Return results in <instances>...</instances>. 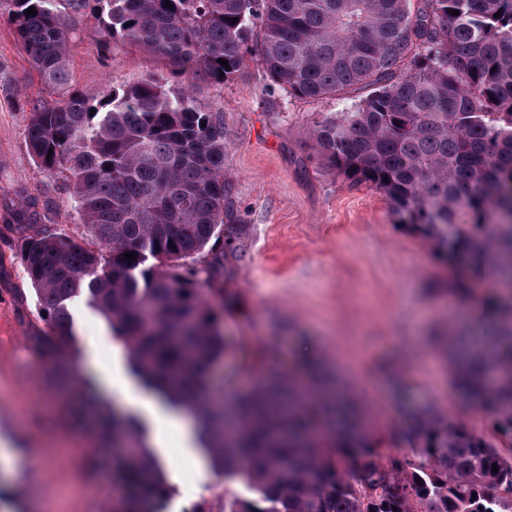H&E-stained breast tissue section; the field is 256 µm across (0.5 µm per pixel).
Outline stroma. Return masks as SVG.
<instances>
[{
  "label": "stroma",
  "mask_w": 512,
  "mask_h": 512,
  "mask_svg": "<svg viewBox=\"0 0 512 512\" xmlns=\"http://www.w3.org/2000/svg\"><path fill=\"white\" fill-rule=\"evenodd\" d=\"M86 19L72 46L76 89L121 87L147 78L179 85L155 57L119 47L98 50ZM204 110L224 119V178L231 187V224L224 227V272L209 298L225 306L227 349L212 374L214 389L244 390L261 370L249 352L266 351L283 377L301 384L322 364L350 399L366 434L386 441L385 453L411 456L399 436L397 387L409 404L433 405L475 434L491 438L488 418L453 392L437 336L479 334L489 282L469 279L470 292L449 293V267L429 243L396 222L386 199L329 168L312 148L315 126L350 103L299 99L271 87L254 56L224 84L194 80ZM31 69L8 24L0 22V512H91L113 508L123 495L98 492V452L112 433L78 390L83 354L98 347L104 362L127 368L125 351L85 298L71 304L69 352L50 355L52 329L41 318L17 249L10 212L21 201L49 207L54 226L75 236L79 218L61 179L39 171L26 144L29 114L21 105L54 99ZM42 448L66 461L51 477L52 494L26 481ZM165 473L181 492L165 512H193L224 485L203 457L184 456L176 433L166 437Z\"/></svg>",
  "instance_id": "35a3bbf8"
}]
</instances>
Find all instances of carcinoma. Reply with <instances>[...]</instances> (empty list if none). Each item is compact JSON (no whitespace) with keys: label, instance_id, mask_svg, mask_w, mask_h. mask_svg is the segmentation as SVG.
<instances>
[{"label":"carcinoma","instance_id":"obj_1","mask_svg":"<svg viewBox=\"0 0 512 512\" xmlns=\"http://www.w3.org/2000/svg\"><path fill=\"white\" fill-rule=\"evenodd\" d=\"M164 2L0 0L40 82L60 92L31 106L28 149L42 173L62 179L81 220L75 240L29 204L14 210L55 350L69 349L70 302L86 295L143 384L202 419L198 441L224 477V512H512V454L435 408L402 423L413 455L384 463L381 442L357 427H331L330 450L311 441L315 390L280 379L271 358L231 403L210 392L225 351L224 310L207 289L224 266L223 117L198 107L189 87L156 79L70 89L71 43L90 17L107 55L121 45L222 84L252 51L295 97L357 93L350 109L316 126L318 155L378 190L397 222L444 259L511 287L512 0ZM30 7L37 14L28 17ZM485 307L497 329L448 337L452 383L512 447V293ZM323 397L333 414L347 406L339 390ZM112 433V473L139 486L126 510L161 512L173 490L142 425L114 414Z\"/></svg>","mask_w":512,"mask_h":512}]
</instances>
